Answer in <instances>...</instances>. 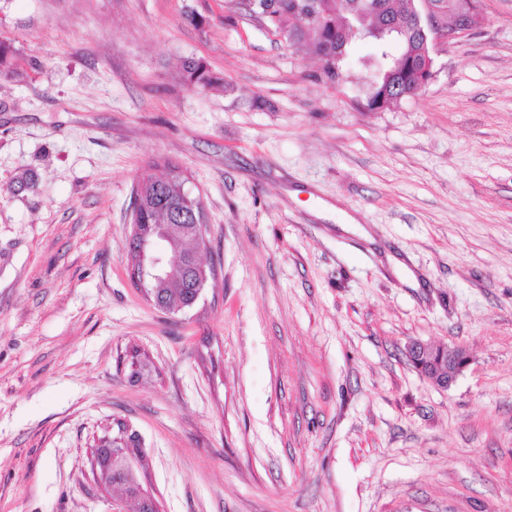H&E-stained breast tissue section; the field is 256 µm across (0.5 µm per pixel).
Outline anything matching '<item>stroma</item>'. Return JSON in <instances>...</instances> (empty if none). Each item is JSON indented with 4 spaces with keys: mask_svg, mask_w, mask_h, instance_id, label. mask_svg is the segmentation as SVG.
<instances>
[{
    "mask_svg": "<svg viewBox=\"0 0 512 512\" xmlns=\"http://www.w3.org/2000/svg\"><path fill=\"white\" fill-rule=\"evenodd\" d=\"M483 9L367 112L365 70L317 80L229 0H0V512H113L121 422L160 512H512V0ZM153 158L217 269L177 314L128 278ZM416 341L470 364L440 390ZM181 78L187 87L198 90H205L223 82V79L217 77L203 60L195 58L184 61ZM429 347L430 346L418 342L410 344L407 349L409 360L413 367L429 382L442 390H448V387L453 384L457 376L469 366V356L462 348H448V352L447 350L445 351L443 358L444 363L440 366L442 369L448 370V376L442 374L431 375L429 373V368L421 362L420 358H418L420 353L422 354V352L428 351ZM447 355L448 361L446 360L445 362ZM449 367H452L453 370L450 371Z\"/></svg>",
    "mask_w": 512,
    "mask_h": 512,
    "instance_id": "stroma-1",
    "label": "stroma"
}]
</instances>
